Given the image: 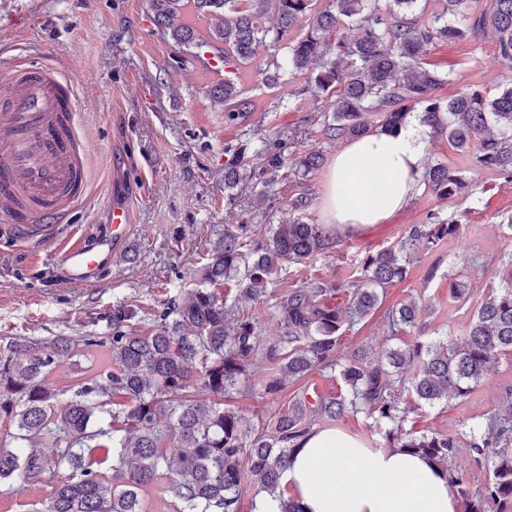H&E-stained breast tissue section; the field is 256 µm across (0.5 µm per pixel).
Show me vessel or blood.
I'll return each instance as SVG.
<instances>
[{"label":"vessel or blood","instance_id":"obj_1","mask_svg":"<svg viewBox=\"0 0 512 512\" xmlns=\"http://www.w3.org/2000/svg\"><path fill=\"white\" fill-rule=\"evenodd\" d=\"M87 190L72 77L33 60L16 62L0 74V233L53 245V273L72 286L98 282L131 231L130 205L116 196L105 230L60 236Z\"/></svg>","mask_w":512,"mask_h":512}]
</instances>
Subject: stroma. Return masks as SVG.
Here are the masks:
<instances>
[{
	"label": "stroma",
	"instance_id": "stroma-1",
	"mask_svg": "<svg viewBox=\"0 0 512 512\" xmlns=\"http://www.w3.org/2000/svg\"><path fill=\"white\" fill-rule=\"evenodd\" d=\"M23 47L34 60L59 67L75 81L77 128L88 143L90 163L88 194L70 220L69 234H91L105 226L117 184L132 207L133 227L103 282L84 288L54 279L51 248L0 238V336H23L40 347L55 336L99 333L103 315L119 301L137 302L144 316H151L177 286L195 283L200 256L225 228L248 224L256 238L266 240L275 225L297 217L326 223V181L343 143L324 138L326 104L302 92L317 64L272 89L258 70L249 69L244 86L253 112L245 122L229 124L223 107L210 99L208 85L199 81L197 61L179 62L175 44L156 30L150 0H0V72ZM422 60L453 73L451 83L433 92L444 102L470 89L493 95L512 85V67L500 58L489 28L464 41H433ZM292 130L300 138L293 158L322 150L318 170L304 177L283 170L262 191L243 184L225 187L227 148L254 151L264 139H284ZM425 160L460 172L465 191L446 202L419 191L386 223L339 231V246L281 272L265 293L243 305L257 318L262 335L278 334L274 305L289 287L348 281L360 257L395 245L411 225L437 209L455 216L460 236L431 250L414 246L407 278L387 288L384 301L389 308L415 300L421 309L416 327L394 340L382 314H374L363 327L344 333L340 353L375 357L398 341L463 336L470 314L449 302L448 276L461 273L478 299L498 285L501 258L512 254V181L476 166L444 136L428 137ZM300 199L306 207L294 209ZM433 265L438 272L431 279L427 271ZM273 375L261 355L247 367L243 391L233 400L247 425H262L275 409L287 406L293 385L275 395L265 392ZM511 384L512 356L498 357L466 401L423 406L405 426L462 431L494 411ZM61 478L48 473L11 490L1 487L0 512H41Z\"/></svg>",
	"mask_w": 512,
	"mask_h": 512
}]
</instances>
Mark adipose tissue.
Returning a JSON list of instances; mask_svg holds the SVG:
<instances>
[{"mask_svg":"<svg viewBox=\"0 0 512 512\" xmlns=\"http://www.w3.org/2000/svg\"><path fill=\"white\" fill-rule=\"evenodd\" d=\"M426 128L407 120L393 132L353 140L330 168L324 209L346 231L386 222L418 190ZM301 512H458L443 473L399 448L372 446L337 428L303 438L284 473Z\"/></svg>","mask_w":512,"mask_h":512,"instance_id":"obj_1","label":"adipose tissue"}]
</instances>
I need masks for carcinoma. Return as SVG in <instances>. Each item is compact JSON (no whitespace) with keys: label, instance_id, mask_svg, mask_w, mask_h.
<instances>
[{"label":"carcinoma","instance_id":"cac0c4a2","mask_svg":"<svg viewBox=\"0 0 512 512\" xmlns=\"http://www.w3.org/2000/svg\"><path fill=\"white\" fill-rule=\"evenodd\" d=\"M477 2L424 0L417 15V0H150V7L158 30L185 54L198 59L210 52L233 68L209 90L224 107L226 123L252 112L239 71L257 65L261 49L284 48L283 60L275 54L266 59L267 84L320 61L303 93L315 101L333 94L323 125L328 139L391 132L419 107L433 135L447 136L461 151L478 143L476 165L512 179V85L493 97L471 89L444 104L433 91L450 81L449 73L421 62L433 39L464 40L490 25L500 57L512 63V0H492L489 15L473 8ZM267 15L276 18L272 29L263 25ZM304 18L311 21L309 30L288 39ZM344 25L357 30V38L326 42L323 33ZM288 161L278 144L251 156L240 148L225 164L224 179L235 185L274 175ZM322 163L320 151H310L294 162V174L304 177ZM422 182L440 201L464 188L463 177L441 165L427 168ZM459 232L453 216L429 212L426 223L412 225L396 246L362 259L357 275L344 284L349 301L342 309L322 300L328 289L321 283L288 289L275 304L277 336L260 335L239 304L274 283L283 266L302 265L337 246L324 225L299 217L277 225L267 241L253 238L249 224L225 229L211 244L198 284L170 297L143 334L135 330L141 308L116 302L103 316V336H56L40 348L20 336H0V423L7 419L10 427V441L0 443V485L66 471L45 512H147L144 494L158 484L172 512H239L251 488L268 494L278 512H300L281 488L298 441L316 420L351 413L372 420L386 446L445 470L466 512H512V387L504 389L495 411L466 432L403 427L416 408L465 399L498 357L512 355V259L461 339L407 343L372 359L338 355L342 328L362 322L385 289L406 278L414 242L433 249ZM232 278L238 294L229 300L221 288ZM448 299L467 302V284L448 278ZM419 315L413 301L389 311L390 335L415 327ZM95 346L107 348L111 369L84 373L62 387L50 381L62 358ZM258 355L281 374L268 385L269 394L286 380L295 384L327 369L339 372L346 390L311 399L301 387L272 425L248 429L230 401ZM103 415L110 417L106 424L99 422ZM44 439L53 448L49 456L36 450ZM92 448L108 449L106 469L86 463ZM462 448L490 473L478 490L451 467Z\"/></svg>","mask_w":512,"mask_h":512}]
</instances>
